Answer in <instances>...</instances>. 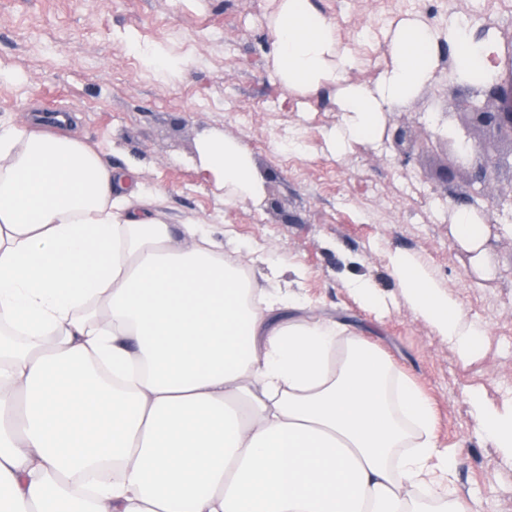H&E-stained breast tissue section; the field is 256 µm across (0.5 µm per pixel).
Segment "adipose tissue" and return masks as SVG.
Listing matches in <instances>:
<instances>
[{"label":"adipose tissue","instance_id":"ef3b65f1","mask_svg":"<svg viewBox=\"0 0 512 512\" xmlns=\"http://www.w3.org/2000/svg\"><path fill=\"white\" fill-rule=\"evenodd\" d=\"M272 72L286 89L340 85L344 153L430 77L446 38L460 68L497 47L460 24L395 28L375 92L341 86L352 58L308 0H274ZM199 152L225 200L262 198L230 137ZM164 196L76 134L0 123V512H486L453 487L424 395L384 352L255 271L203 225L160 217ZM404 298L462 354L482 330L412 258ZM482 435L512 454V406L469 391ZM224 422L222 435L203 431ZM221 449L224 465L201 475ZM272 484L258 496L256 489Z\"/></svg>","mask_w":512,"mask_h":512}]
</instances>
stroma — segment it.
<instances>
[{"instance_id": "obj_1", "label": "stroma", "mask_w": 512, "mask_h": 512, "mask_svg": "<svg viewBox=\"0 0 512 512\" xmlns=\"http://www.w3.org/2000/svg\"><path fill=\"white\" fill-rule=\"evenodd\" d=\"M341 22L340 47L354 60L343 81L374 89L391 65L389 30L421 20L427 0H311ZM266 0H0V117L19 126L48 108L78 114V135L113 166L134 168L162 191L166 220H194L223 234L242 254L303 264L301 294L316 312L370 332L373 341L430 400L434 434L454 464V487L512 512V457L486 441L472 419L469 389L497 406L512 399V236L501 233L492 207L512 190V169L500 168L485 195L469 176L442 185L443 152L403 157L390 144L399 127L415 137L434 133L436 112H456L480 100V85L457 75L453 44L435 47L430 80L410 99L380 115L373 137L334 153L327 132L340 124L335 89L284 90L268 59ZM388 15L384 29L367 24ZM474 41L494 40L496 75L512 72V10L472 26ZM137 47H130L129 39ZM167 46L186 66L174 79L147 69L139 47ZM252 114L241 126L225 109V94ZM215 105L203 108L199 95ZM236 139L253 156L266 206L225 200L198 158L207 136ZM435 190L448 207L435 223L402 174ZM482 213L485 271L453 234L460 207ZM419 261L458 300L463 316L484 334L465 358L406 302L390 258ZM362 277L383 306L371 310L349 289Z\"/></svg>"}]
</instances>
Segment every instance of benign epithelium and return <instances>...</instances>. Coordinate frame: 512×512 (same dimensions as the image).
<instances>
[{
    "instance_id": "7a95c632",
    "label": "benign epithelium",
    "mask_w": 512,
    "mask_h": 512,
    "mask_svg": "<svg viewBox=\"0 0 512 512\" xmlns=\"http://www.w3.org/2000/svg\"><path fill=\"white\" fill-rule=\"evenodd\" d=\"M462 108L467 110L462 124L448 123L446 115L439 122L446 132L436 135V143L451 151L442 180L449 183L454 171L467 170L475 191L482 193L491 183L494 171L507 163L503 157L489 158V151L498 142L512 144V74L490 85L483 105L465 103Z\"/></svg>"
}]
</instances>
